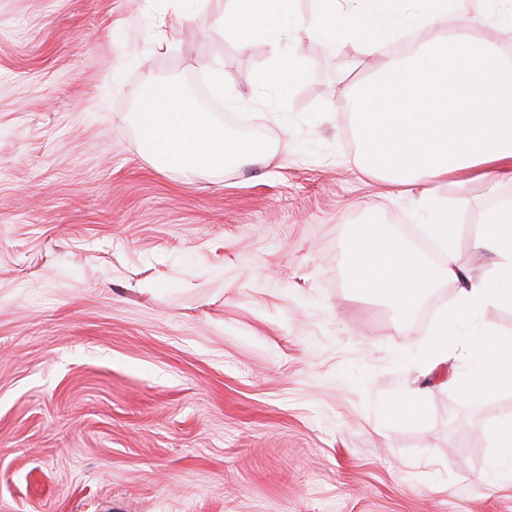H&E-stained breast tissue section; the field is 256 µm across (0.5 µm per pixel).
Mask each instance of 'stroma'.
Returning a JSON list of instances; mask_svg holds the SVG:
<instances>
[{
    "instance_id": "obj_1",
    "label": "stroma",
    "mask_w": 512,
    "mask_h": 512,
    "mask_svg": "<svg viewBox=\"0 0 512 512\" xmlns=\"http://www.w3.org/2000/svg\"><path fill=\"white\" fill-rule=\"evenodd\" d=\"M225 2L0 0V512H512V477L488 475L512 388L454 386L512 308L449 319L422 374L458 283L405 320L345 264L358 224L422 243L411 199L357 166L342 107L370 69L302 30L307 80L259 89L271 50L220 37ZM167 80L270 154L160 166L139 103ZM434 197L485 275L477 226L512 183ZM450 345L448 313L444 312L438 317L435 329L425 345V363L429 366L430 370L448 361Z\"/></svg>"
}]
</instances>
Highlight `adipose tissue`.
Segmentation results:
<instances>
[{"label": "adipose tissue", "instance_id": "adipose-tissue-1", "mask_svg": "<svg viewBox=\"0 0 512 512\" xmlns=\"http://www.w3.org/2000/svg\"><path fill=\"white\" fill-rule=\"evenodd\" d=\"M297 0H227L221 33L241 47L274 44L287 25L336 43L351 57L381 55L385 37L428 30L427 42L399 57H383L370 82L351 91L345 110L358 133L361 171L384 178L398 194L418 190L428 207L437 183L460 172H485L512 183V56L475 37L466 17L448 21V0H315L302 16ZM142 133L166 165L192 170L234 167L265 155L264 141L227 138L203 106L173 87L154 84L143 101ZM427 235L444 260L404 244L378 224H360L346 264L366 295L387 298L404 318L443 280L460 284L459 309L512 306V205L490 212L475 246L493 256L486 275L467 274L456 258L457 232L436 211ZM478 366L456 389L468 398L512 387V336L487 333L476 347Z\"/></svg>", "mask_w": 512, "mask_h": 512}]
</instances>
